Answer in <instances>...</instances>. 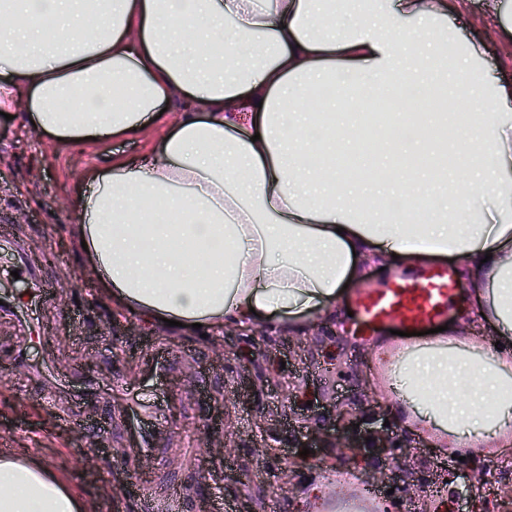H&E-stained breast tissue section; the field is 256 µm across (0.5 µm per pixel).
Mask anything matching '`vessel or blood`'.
<instances>
[{"label": "vessel or blood", "instance_id": "obj_1", "mask_svg": "<svg viewBox=\"0 0 512 512\" xmlns=\"http://www.w3.org/2000/svg\"><path fill=\"white\" fill-rule=\"evenodd\" d=\"M0 250L10 252L12 267L28 289L24 305L8 299L0 303V322L11 324L18 338L13 359L20 366L28 367L31 379L46 391L48 402L65 398L67 408L59 413V422L83 432L117 427L131 458H162L165 447L173 440L165 419L170 402L168 379L184 367V353L155 342L140 355L135 379L114 375L111 397L119 405V413L114 415L107 410L94 415L87 413L89 400L99 390L96 378L76 369L66 374L59 372L55 357L49 352L38 364L28 362V346L41 338V315L52 305L55 290L41 268L30 263L27 243L13 237L2 216ZM456 293V284L445 270L395 282L389 288L367 294L359 302L360 330L365 335L386 327L407 333L421 332L443 319ZM138 500L145 512H185L186 509V496L178 484L170 485L160 496L150 487H143Z\"/></svg>", "mask_w": 512, "mask_h": 512}]
</instances>
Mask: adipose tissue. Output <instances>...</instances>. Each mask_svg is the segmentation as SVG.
Instances as JSON below:
<instances>
[{"instance_id":"ef3b65f1","label":"adipose tissue","mask_w":512,"mask_h":512,"mask_svg":"<svg viewBox=\"0 0 512 512\" xmlns=\"http://www.w3.org/2000/svg\"><path fill=\"white\" fill-rule=\"evenodd\" d=\"M464 5L347 0L351 24L322 28L327 0H100L96 33L82 39L86 0H25L0 8V110L20 96L41 134L104 142L189 102L150 157L92 170L74 198L103 295L148 322L297 334L339 316L346 286L374 264L455 256L496 345L456 321L451 335L388 357L384 395L405 427L493 457L512 443V82L489 79L481 50L461 39L447 58L448 13ZM397 76L421 88L453 82L450 111L482 110L451 148L456 167L481 176L461 183L453 209L427 202L448 178L421 130L442 123L440 112L402 113L384 134L392 145L401 124L420 129L396 180L405 212L358 190L335 155L308 162L298 108L308 83L359 86L362 107ZM117 81L127 88L119 103ZM185 212L196 223H175ZM0 512L87 506L41 459L1 456Z\"/></svg>"}]
</instances>
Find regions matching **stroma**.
<instances>
[{
  "label": "stroma",
  "instance_id": "35a3bbf8",
  "mask_svg": "<svg viewBox=\"0 0 512 512\" xmlns=\"http://www.w3.org/2000/svg\"><path fill=\"white\" fill-rule=\"evenodd\" d=\"M466 5L463 14H449V24L481 44L494 78L512 82V0H466ZM182 112L177 102L163 123L139 136L75 145L34 130L24 104L14 106L10 116L0 115V215L15 236L31 244L33 260L56 289L33 359L49 349L61 369L75 365L104 379L112 367L134 370L139 350L158 339L194 354L190 367L169 383L167 420L175 441L163 464L142 459L130 467L111 433H82L55 421L41 387L10 364L13 337L0 332V455L41 458L80 491L89 512H133L135 488L148 485L161 492L174 477L185 487L187 512H198L206 500L234 507L248 502L254 512H298L296 492L310 480L321 485L316 512H402L399 495L381 502L362 497L367 468L323 449L299 455L294 439L298 430L331 425L340 407L356 412L365 429H372L386 410L377 353L380 346L404 344V337L387 331L360 335L352 317L337 327L319 324L293 336L266 328L243 336H189L116 311L99 293L80 246L74 194L91 170L111 159L151 152ZM438 268L452 271L456 265L431 257L410 271L371 269L367 281L347 293V303L355 305L406 274L422 276ZM417 439L407 474L421 488L411 512H505L512 505V447L500 449L492 483L469 503L450 489L457 471L480 468L481 460L455 459L451 448L436 447L426 431Z\"/></svg>",
  "mask_w": 512,
  "mask_h": 512
}]
</instances>
